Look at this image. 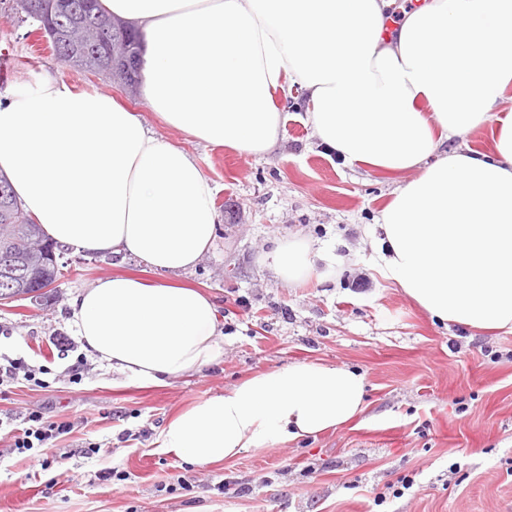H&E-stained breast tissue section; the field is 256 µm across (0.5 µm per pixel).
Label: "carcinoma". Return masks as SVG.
I'll return each instance as SVG.
<instances>
[{
	"label": "carcinoma",
	"mask_w": 512,
	"mask_h": 512,
	"mask_svg": "<svg viewBox=\"0 0 512 512\" xmlns=\"http://www.w3.org/2000/svg\"><path fill=\"white\" fill-rule=\"evenodd\" d=\"M86 0H68L64 11H53L33 19L37 27L47 24L62 33L51 42L57 58L70 66L97 72L118 80L128 89L138 85L137 69L112 62L139 38L124 20L97 7L85 8ZM59 244L46 238L0 176V296L25 295L42 287L41 279L58 278Z\"/></svg>",
	"instance_id": "1"
}]
</instances>
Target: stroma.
Instances as JSON below:
<instances>
[{"label":"stroma","instance_id":"35a3bbf8","mask_svg":"<svg viewBox=\"0 0 512 512\" xmlns=\"http://www.w3.org/2000/svg\"><path fill=\"white\" fill-rule=\"evenodd\" d=\"M14 0H0V98L45 74L112 95L146 130L196 159L214 187L219 224L196 267L152 271L120 254L73 249L58 259L51 292L0 304V356L49 369L48 387L0 382V512H512V333L453 326L432 317L385 279L373 238L381 210L411 172L343 164L307 120V93L276 95L283 122L275 145L249 155L201 142L167 125L141 94L37 49ZM294 236L329 262L311 280L273 278L263 257ZM191 285L216 303L225 333L220 365L143 385L84 356L56 348L73 336L69 303L107 275ZM83 358L81 381L69 367ZM345 366L365 379L364 412L314 438L247 448L197 466L156 446L166 423L253 374L295 361ZM70 422V434L18 454L9 422L32 411ZM93 456H84L89 446ZM115 469L123 480L99 481ZM399 498L378 494L401 477ZM249 484L248 494L225 482Z\"/></svg>","mask_w":512,"mask_h":512}]
</instances>
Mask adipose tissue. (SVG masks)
I'll return each instance as SVG.
<instances>
[{"label": "adipose tissue", "mask_w": 512, "mask_h": 512, "mask_svg": "<svg viewBox=\"0 0 512 512\" xmlns=\"http://www.w3.org/2000/svg\"><path fill=\"white\" fill-rule=\"evenodd\" d=\"M141 34L146 105L171 127L249 155L277 140L279 93L300 85L320 142L349 164L416 171L383 209L384 276L431 316L512 330V0H99ZM498 120L493 156L445 152ZM0 172L53 241L124 253L156 271L192 269L211 247L214 189L198 163L148 134L111 95L48 75L0 101ZM288 284L311 247L279 244ZM85 349L159 385L219 363L224 335L206 294L131 276L98 279L69 304ZM365 409L364 377L299 361L258 373L170 420L159 446L198 466L316 436Z\"/></svg>", "instance_id": "ef3b65f1"}]
</instances>
